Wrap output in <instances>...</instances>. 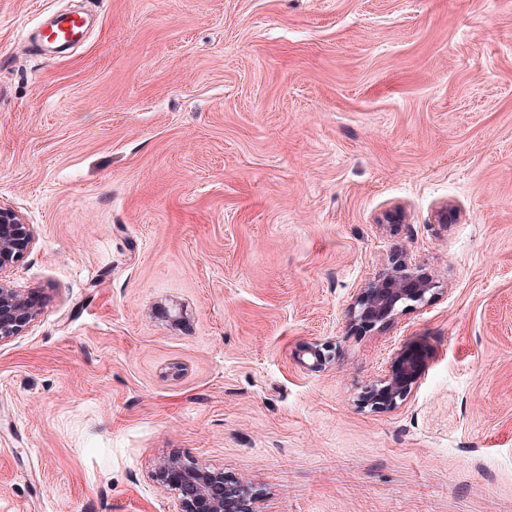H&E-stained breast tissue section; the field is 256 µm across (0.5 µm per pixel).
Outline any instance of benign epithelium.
I'll return each mask as SVG.
<instances>
[{"instance_id":"benign-epithelium-1","label":"benign epithelium","mask_w":512,"mask_h":512,"mask_svg":"<svg viewBox=\"0 0 512 512\" xmlns=\"http://www.w3.org/2000/svg\"><path fill=\"white\" fill-rule=\"evenodd\" d=\"M33 241V225L14 207L0 203V343L24 335L38 315L29 292L12 286L8 280ZM436 294L433 281L414 274L406 261L399 260L361 289L348 310L349 320L366 327L382 325L391 319L398 305L411 302L423 307ZM335 354L333 342H311L304 346L306 360L302 365L311 372H320L334 361ZM422 373L418 357L402 351L387 372L366 388L363 400L375 409H396L418 387ZM170 472L176 473L179 489L168 512H230L231 491L224 487V472L171 460L155 471L156 481L163 483Z\"/></svg>"}]
</instances>
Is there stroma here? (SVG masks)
<instances>
[{
	"label": "stroma",
	"instance_id": "35a3bbf8",
	"mask_svg": "<svg viewBox=\"0 0 512 512\" xmlns=\"http://www.w3.org/2000/svg\"><path fill=\"white\" fill-rule=\"evenodd\" d=\"M77 7L82 46L20 40ZM0 202L40 307L0 512H165L172 459L246 512H512V0H0ZM398 259L439 295L350 325ZM406 345L420 387L363 406ZM302 365L311 372H320L335 359L336 346L332 341L311 342L304 346ZM307 357V361L304 359Z\"/></svg>",
	"mask_w": 512,
	"mask_h": 512
}]
</instances>
